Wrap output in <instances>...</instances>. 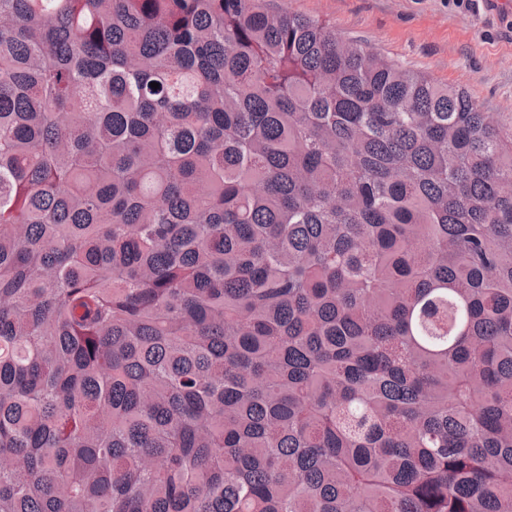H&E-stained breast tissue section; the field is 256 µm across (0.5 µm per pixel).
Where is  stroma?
I'll list each match as a JSON object with an SVG mask.
<instances>
[{"label":"stroma","instance_id":"35a3bbf8","mask_svg":"<svg viewBox=\"0 0 512 512\" xmlns=\"http://www.w3.org/2000/svg\"><path fill=\"white\" fill-rule=\"evenodd\" d=\"M346 39L512 118V0H286Z\"/></svg>","mask_w":512,"mask_h":512}]
</instances>
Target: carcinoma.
<instances>
[{"label": "carcinoma", "mask_w": 512, "mask_h": 512, "mask_svg": "<svg viewBox=\"0 0 512 512\" xmlns=\"http://www.w3.org/2000/svg\"><path fill=\"white\" fill-rule=\"evenodd\" d=\"M0 512H512V129L273 0H0Z\"/></svg>", "instance_id": "carcinoma-1"}]
</instances>
